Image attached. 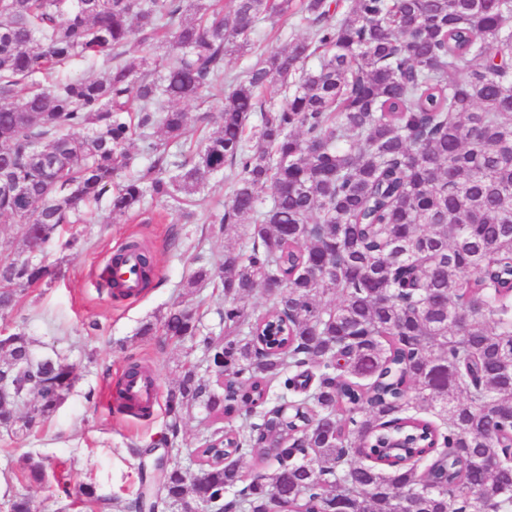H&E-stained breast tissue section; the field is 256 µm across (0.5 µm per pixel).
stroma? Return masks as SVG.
Listing matches in <instances>:
<instances>
[{
	"label": "stroma",
	"instance_id": "obj_1",
	"mask_svg": "<svg viewBox=\"0 0 512 512\" xmlns=\"http://www.w3.org/2000/svg\"><path fill=\"white\" fill-rule=\"evenodd\" d=\"M308 34L306 27L292 23L279 29L262 26L247 50L227 59L225 81L242 78L288 38ZM196 213L197 222L185 224L164 204L150 201L139 216L113 224L106 220L105 203L90 204L82 223L64 228L65 234L81 237L82 248L74 253L46 250L41 259L56 272L52 283L27 289L12 312L0 315V328L23 327L37 354H60L73 367L72 386L52 416L24 434L0 429V512H10L18 493L28 496L32 512H128L141 489L143 454L159 447L169 417L162 402L146 417L120 411L118 386L126 368L133 362L147 364L162 396L176 385L183 368L211 379L201 350L160 330L172 302L193 308L202 332L217 338L224 333L223 290L185 286L200 259L213 262L224 254V238L206 234L204 207ZM133 237L152 249L156 273L140 295L116 301L100 288L98 275L109 254ZM93 321L100 331L89 332ZM146 323L154 324L153 334L139 335ZM224 424L221 415L201 403L184 411L179 459L187 478L198 473L197 448ZM33 460L45 465L43 482L27 479ZM85 483L95 485L98 503H87L80 494ZM64 484L69 493L61 492Z\"/></svg>",
	"mask_w": 512,
	"mask_h": 512
}]
</instances>
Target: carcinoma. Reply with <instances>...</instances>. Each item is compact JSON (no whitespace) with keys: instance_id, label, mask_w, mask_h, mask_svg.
<instances>
[{"instance_id":"1","label":"carcinoma","mask_w":512,"mask_h":512,"mask_svg":"<svg viewBox=\"0 0 512 512\" xmlns=\"http://www.w3.org/2000/svg\"><path fill=\"white\" fill-rule=\"evenodd\" d=\"M231 4L0 0V216L24 244L0 258V312L49 275L31 251L78 247L60 228L83 207L105 198L117 224L150 197L189 223L227 167L229 201L206 221L240 243L186 282L224 288V338L180 303L161 324L227 382L187 370L164 443L176 450L198 401L230 426L197 449L191 484L168 470L152 508L512 512V0H351L339 19L333 0ZM296 15L310 35L224 90L226 57ZM165 40L176 53H158ZM95 59L105 77H59ZM270 88L283 101L260 99ZM215 91L222 109L198 116L213 131L184 158L178 104ZM136 139L148 166L128 176ZM126 248L149 287L151 251ZM99 279L128 295L111 268ZM71 375L24 329L0 333V428L49 417ZM246 455L270 465L245 475Z\"/></svg>"}]
</instances>
